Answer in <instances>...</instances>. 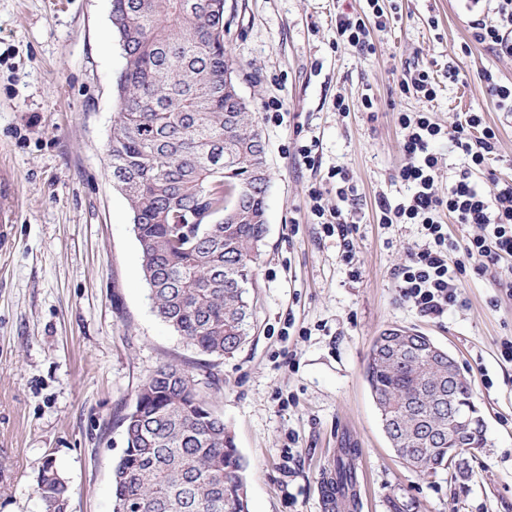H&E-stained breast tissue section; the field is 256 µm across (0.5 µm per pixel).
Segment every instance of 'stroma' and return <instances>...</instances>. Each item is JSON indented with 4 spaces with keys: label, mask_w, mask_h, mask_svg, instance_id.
<instances>
[{
    "label": "stroma",
    "mask_w": 512,
    "mask_h": 512,
    "mask_svg": "<svg viewBox=\"0 0 512 512\" xmlns=\"http://www.w3.org/2000/svg\"><path fill=\"white\" fill-rule=\"evenodd\" d=\"M366 0H226V47L267 145L268 232L257 260L254 330L234 356L198 353L154 313L129 203L106 146L125 66L111 0H0V512H43L45 460L70 487L67 512H112V470L126 446L121 416L136 386L172 362L200 380L247 459L249 512H324L322 484L339 449L355 448L357 512H512V298L493 275L469 280L442 319L398 298L391 270L417 227L377 224L379 195L407 193L396 112L444 126L481 113L498 132L488 165L512 179V112L484 72L512 84V57L471 43L469 22L491 0H402L364 54L336 42L338 13ZM432 71L433 101L401 95L408 67ZM455 68L457 81L447 70ZM351 110L336 112L335 95ZM373 111L359 110L364 95ZM320 140L321 170L298 146ZM360 194L359 280L306 210L310 186L335 207L329 169ZM399 325L449 351L472 382L485 447L463 468L408 470L390 447L364 375L373 340ZM484 77L487 82L488 95L496 106L507 112H512V85L509 87L499 83L491 72H486Z\"/></svg>",
    "instance_id": "stroma-1"
}]
</instances>
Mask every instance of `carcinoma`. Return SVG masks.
<instances>
[{"label": "carcinoma", "instance_id": "cac0c4a2", "mask_svg": "<svg viewBox=\"0 0 512 512\" xmlns=\"http://www.w3.org/2000/svg\"><path fill=\"white\" fill-rule=\"evenodd\" d=\"M112 27L125 66L106 152L126 171L142 271L154 311L190 347L224 357L248 341L253 306L245 286L267 234V149L251 112L224 92L230 66L225 0H112ZM234 211L239 219L224 220ZM391 326L373 341L365 378L391 448L415 472L464 464L486 444L462 423L445 443L423 435L448 427L454 406L482 420L471 382L434 380L417 347ZM126 448L112 471L113 512H248L246 471L235 436L210 408L199 382L165 363L142 380L122 417ZM357 449L347 448L329 476L333 492L355 491ZM36 492L44 512H62L70 496L52 461Z\"/></svg>", "mask_w": 512, "mask_h": 512}]
</instances>
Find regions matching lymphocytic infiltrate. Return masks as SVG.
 <instances>
[{"label": "lymphocytic infiltrate", "instance_id": "obj_1", "mask_svg": "<svg viewBox=\"0 0 512 512\" xmlns=\"http://www.w3.org/2000/svg\"><path fill=\"white\" fill-rule=\"evenodd\" d=\"M494 2L495 21L471 20V38L497 54L512 57V0ZM396 124L404 158L397 178L409 192L395 201L380 196L376 220L387 227L417 225L421 238L406 261L392 272L399 299L422 316L438 319L458 304L469 276L489 273L495 274L500 290L512 297V181L495 180L484 187L473 178L496 154L497 131L475 112L448 126L434 122L426 112H400ZM441 141L467 160L444 189L438 185L443 159L435 150ZM329 176L336 181L338 207L327 209L320 189L313 187L307 194L308 215L325 236L336 239L337 259L356 280L362 275L355 245L357 188L344 169L330 171ZM452 222L474 227L475 232L454 239L448 232Z\"/></svg>", "mask_w": 512, "mask_h": 512}]
</instances>
